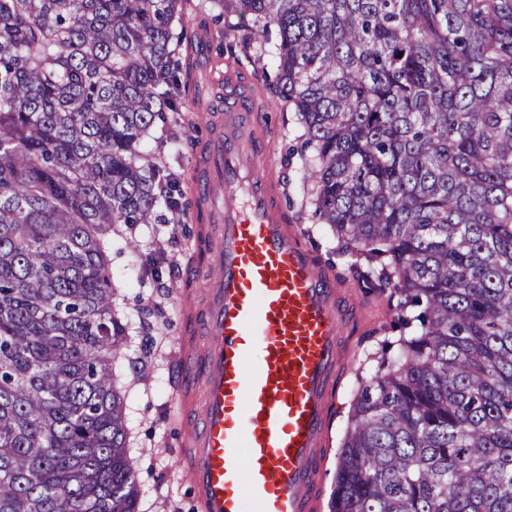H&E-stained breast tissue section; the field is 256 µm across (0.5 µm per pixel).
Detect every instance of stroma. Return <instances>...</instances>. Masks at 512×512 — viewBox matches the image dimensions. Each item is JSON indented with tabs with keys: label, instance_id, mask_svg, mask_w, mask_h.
<instances>
[{
	"label": "stroma",
	"instance_id": "stroma-1",
	"mask_svg": "<svg viewBox=\"0 0 512 512\" xmlns=\"http://www.w3.org/2000/svg\"><path fill=\"white\" fill-rule=\"evenodd\" d=\"M194 28L197 63L193 78L202 86L201 100H187L185 110L169 115L156 127L144 151L162 159L178 175L186 191L185 218L180 224H139L120 228L112 236V281L119 290L117 305L125 324L124 359L115 373L125 391L128 452L135 463L140 512H200L192 482L183 471L180 451L188 432L197 425L185 413V401L201 390L205 338L198 320L207 304L206 283L211 255L207 240L197 235L203 202L193 188L199 167L198 141L206 130H215L224 110L226 79L245 81L254 88L251 106L257 137L269 138L266 162L274 178L286 185L293 200L288 209L292 225L305 235L317 258L340 278L346 297L355 300L363 321L345 328L346 357L336 381L330 406L331 422L325 445L324 490L315 512H329L337 468V449L350 419L358 376H370L386 343L395 341L396 318L386 298L365 293L352 279L355 255L341 252L328 225L315 222L304 187V170L286 151L301 133L292 117L282 116L275 98L263 91L261 68L271 58H260L258 44H251L240 64H228L219 46L237 39V31L224 26L196 27L195 17L185 19ZM198 370L184 372L185 357Z\"/></svg>",
	"mask_w": 512,
	"mask_h": 512
}]
</instances>
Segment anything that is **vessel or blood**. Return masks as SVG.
I'll use <instances>...</instances> for the list:
<instances>
[{"label":"vessel or blood","mask_w":512,"mask_h":512,"mask_svg":"<svg viewBox=\"0 0 512 512\" xmlns=\"http://www.w3.org/2000/svg\"><path fill=\"white\" fill-rule=\"evenodd\" d=\"M250 90L229 91L223 138L196 191L211 206V304L199 422L181 464L201 512H312L350 313L332 271L288 224L266 159L243 117Z\"/></svg>","instance_id":"vessel-or-blood-1"}]
</instances>
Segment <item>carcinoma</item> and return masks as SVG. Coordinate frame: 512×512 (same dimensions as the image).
<instances>
[{"label": "carcinoma", "instance_id": "carcinoma-1", "mask_svg": "<svg viewBox=\"0 0 512 512\" xmlns=\"http://www.w3.org/2000/svg\"><path fill=\"white\" fill-rule=\"evenodd\" d=\"M0 0V512H138L108 251L184 215L141 144L188 31L274 56L313 217L397 356L359 380L329 512H512V0Z\"/></svg>", "mask_w": 512, "mask_h": 512}]
</instances>
